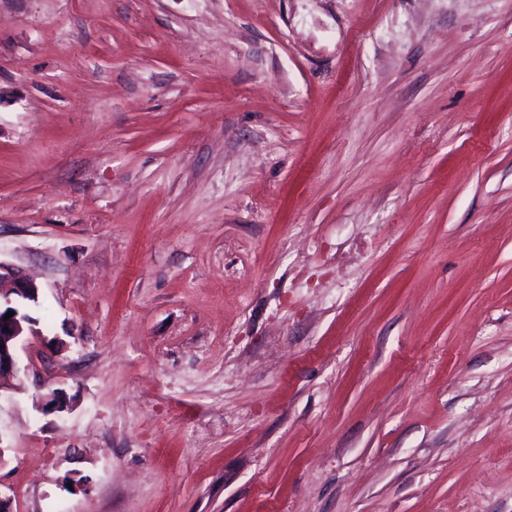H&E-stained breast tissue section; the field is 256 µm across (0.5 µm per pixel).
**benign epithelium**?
Returning <instances> with one entry per match:
<instances>
[{
	"label": "benign epithelium",
	"mask_w": 512,
	"mask_h": 512,
	"mask_svg": "<svg viewBox=\"0 0 512 512\" xmlns=\"http://www.w3.org/2000/svg\"><path fill=\"white\" fill-rule=\"evenodd\" d=\"M9 280L8 292L0 291V381L20 372L18 350L31 336L38 335L36 321L25 311L24 302L38 300L39 286L20 270L0 262V283ZM14 315L7 316L8 312Z\"/></svg>",
	"instance_id": "7a95c632"
}]
</instances>
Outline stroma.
Returning <instances> with one entry per match:
<instances>
[{"instance_id": "obj_1", "label": "stroma", "mask_w": 512, "mask_h": 512, "mask_svg": "<svg viewBox=\"0 0 512 512\" xmlns=\"http://www.w3.org/2000/svg\"><path fill=\"white\" fill-rule=\"evenodd\" d=\"M0 262L13 512H512V0H0ZM7 279L11 284L3 294L1 284ZM16 296L15 300L11 296ZM39 286L20 270L0 262V387L2 380L20 372L18 350L29 336H37L36 321L25 311L24 301L37 302ZM2 296L4 302L2 303ZM8 311L14 315L5 319ZM8 327V331H3Z\"/></svg>"}]
</instances>
